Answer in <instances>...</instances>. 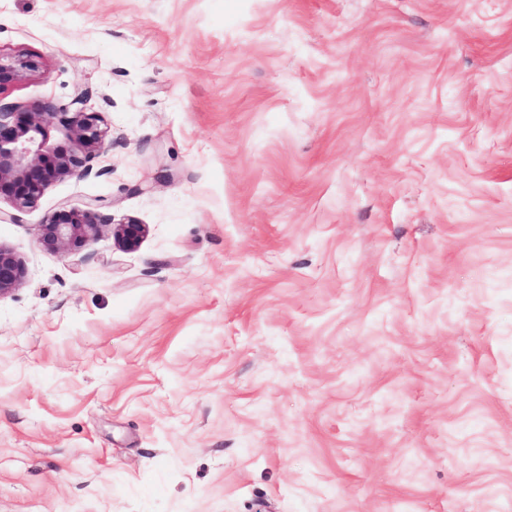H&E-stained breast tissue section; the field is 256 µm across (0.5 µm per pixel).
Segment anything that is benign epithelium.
Instances as JSON below:
<instances>
[{"label": "benign epithelium", "instance_id": "7a95c632", "mask_svg": "<svg viewBox=\"0 0 512 512\" xmlns=\"http://www.w3.org/2000/svg\"><path fill=\"white\" fill-rule=\"evenodd\" d=\"M28 67L21 57L0 56V86L12 81ZM88 93H76L67 104L24 108L0 104V198L17 209L34 207L44 192L60 178L82 172L90 158L105 147L106 132L95 112L84 105ZM76 140L80 149L68 150L51 143V132ZM103 200L95 199L83 208L60 205L39 224L37 239L50 251L69 253L83 248L96 234ZM113 234L126 250L139 247L145 234L142 224L116 225ZM25 267L15 253L0 248V298L9 295L24 280Z\"/></svg>", "mask_w": 512, "mask_h": 512}]
</instances>
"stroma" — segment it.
Here are the masks:
<instances>
[{
	"label": "stroma",
	"mask_w": 512,
	"mask_h": 512,
	"mask_svg": "<svg viewBox=\"0 0 512 512\" xmlns=\"http://www.w3.org/2000/svg\"><path fill=\"white\" fill-rule=\"evenodd\" d=\"M0 55L109 130L0 200V512H512V0H0ZM103 202V199H94L84 208L61 204L57 211L39 224V243L50 251L69 253L80 250L101 225L102 216L98 209ZM115 226L113 234L118 244L126 250H136L145 234L144 225L127 222ZM25 267L15 253L0 247V299L9 295L24 280Z\"/></svg>",
	"instance_id": "1"
}]
</instances>
